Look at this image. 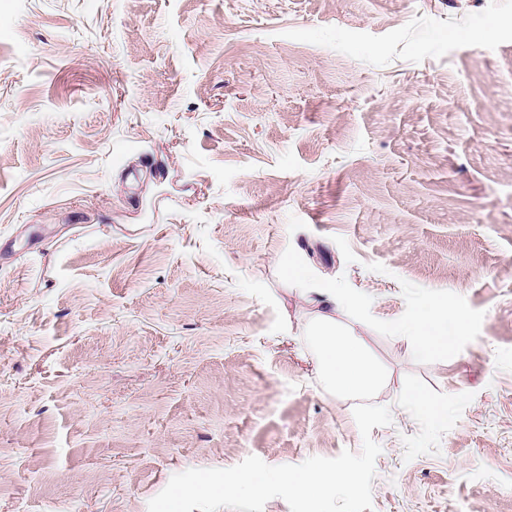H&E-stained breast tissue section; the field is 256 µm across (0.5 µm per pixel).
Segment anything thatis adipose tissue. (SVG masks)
I'll list each match as a JSON object with an SVG mask.
<instances>
[{"instance_id": "ef3b65f1", "label": "adipose tissue", "mask_w": 512, "mask_h": 512, "mask_svg": "<svg viewBox=\"0 0 512 512\" xmlns=\"http://www.w3.org/2000/svg\"><path fill=\"white\" fill-rule=\"evenodd\" d=\"M325 309L309 327L317 347V366L329 385L345 394L368 393L385 381V372L359 336L336 320L341 303L335 288L324 293ZM466 329L465 315L437 299L423 302L408 320L399 324L398 333L411 337L424 356H447L458 336Z\"/></svg>"}]
</instances>
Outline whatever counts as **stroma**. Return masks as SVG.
Returning <instances> with one entry per match:
<instances>
[{"instance_id": "stroma-1", "label": "stroma", "mask_w": 512, "mask_h": 512, "mask_svg": "<svg viewBox=\"0 0 512 512\" xmlns=\"http://www.w3.org/2000/svg\"><path fill=\"white\" fill-rule=\"evenodd\" d=\"M0 16V512L357 453L363 402L392 414L372 512H512V0ZM330 285L370 393L314 368ZM430 297L467 319L445 358L396 331ZM416 389L447 419L407 417Z\"/></svg>"}]
</instances>
